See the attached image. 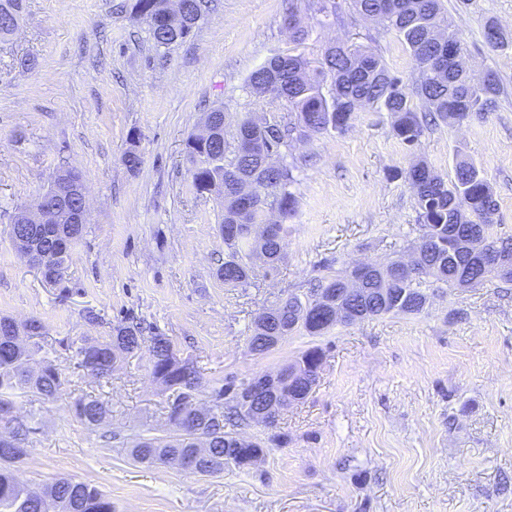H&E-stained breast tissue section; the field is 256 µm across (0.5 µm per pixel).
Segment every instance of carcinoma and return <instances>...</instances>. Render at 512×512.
Here are the masks:
<instances>
[{"label": "carcinoma", "mask_w": 512, "mask_h": 512, "mask_svg": "<svg viewBox=\"0 0 512 512\" xmlns=\"http://www.w3.org/2000/svg\"><path fill=\"white\" fill-rule=\"evenodd\" d=\"M353 6L361 16L382 22L409 52L418 69L413 87H408L377 53L363 45L326 48L321 66L316 69L310 68L300 54L277 55L252 71L248 82L263 84V93L287 102L294 120L282 123L266 119L259 123L246 116L237 124L243 142H226L221 151L194 134L185 142L188 173L196 191L216 193L224 199L219 234L226 235L227 229L236 225V230L224 240L229 252L224 265L217 270V276L226 285H247L254 270L248 226H267L266 265L273 269L282 258L288 222L298 211L299 199L292 191L297 183L294 167L282 162L267 164L270 149L281 153L295 133L311 137L331 131L345 132L358 102L375 112L394 113L395 134L409 147L419 142L426 125L454 123L474 113L490 112L496 106L501 89L494 73L488 72L476 82L464 65H448V43L430 44L429 36L435 29L443 30L452 42H460L457 31L444 16L442 0H353ZM207 8V0H181V10L174 14L169 12L168 0H133L131 6L135 16L141 18L147 13L159 21L158 26L150 28L158 47L187 38ZM23 11L24 0H0V39L14 33L6 22L20 20ZM303 13L313 18L328 15L327 0H286L283 25L297 41L307 35L301 26ZM327 83L330 88L326 90ZM416 98L428 108L421 117L417 115ZM393 177L405 179L415 191L422 221L423 234L412 248L411 272L397 273L395 261L382 266L370 264L361 275L353 269L338 271L318 290L340 305L372 318L389 314L395 307L405 314L420 313L419 307L428 299L422 289L426 279L456 288L470 281L481 284L489 277L512 283V237L502 238L493 232L497 204L489 181L476 164L457 162L454 180L449 183L422 160L404 171H395ZM454 224L475 227V240L484 243L481 263L471 261L469 251L460 248V235L452 229ZM83 233L84 229L73 224H44L35 228L26 254L43 263L41 273L47 282L63 281L72 258L73 249L60 248L63 238H73L76 245ZM357 277L363 279L366 291L357 295L343 293L346 284ZM30 324L39 333L25 337L19 346L9 335L10 318H0V433L12 435V447L18 449L19 459L26 456L25 441L34 416L16 422L5 418V414L16 409L18 400L30 393L53 402L66 384L64 373L51 358L56 349L45 344L44 325L37 319L30 320ZM335 325L336 321L314 313L300 297L291 294L279 315L260 313L255 317L248 348L261 355L277 346L268 341L270 336L280 341L294 335L322 336ZM143 341L139 326L118 325L108 338H85L80 345H68L66 349L72 352L75 368L109 378L123 360L140 350ZM151 341L154 364L150 376L172 396L166 412L175 431L163 437L135 438L129 449L133 462H160L181 470L198 468L203 472L215 464L222 472L228 465L246 466L245 459L263 456L264 449L270 446L288 445V434L280 432L254 439L247 447L238 448L233 456L224 454L226 448H237V434L225 430L226 425L256 421L255 415L240 407L239 393L231 390L234 382L215 390L212 416L205 421L198 417L192 400L205 386L197 364L180 357L167 337L156 335ZM324 357L323 350L316 346L283 366L279 388L270 393V398L276 399L278 394L293 389V382L288 380V372L293 368L304 364L307 372L312 373L322 366ZM72 413L93 429L105 421L109 409L97 398L80 397L75 400ZM194 431L209 437L208 456L198 462L189 460L195 447L191 440ZM48 491L54 496L49 508L9 468L0 467V512H112L111 498L89 483L62 477Z\"/></svg>", "instance_id": "cac0c4a2"}]
</instances>
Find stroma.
Returning <instances> with one entry per match:
<instances>
[{"mask_svg": "<svg viewBox=\"0 0 512 512\" xmlns=\"http://www.w3.org/2000/svg\"><path fill=\"white\" fill-rule=\"evenodd\" d=\"M124 2L26 0L18 30L0 40V317L38 319L48 343L74 345L141 322L144 336H167L197 362L207 406L227 381L277 371L309 347L325 359L309 396L278 419L286 447L200 476L128 455L135 435L164 422L167 395L149 376L148 348L100 381L57 351L67 379L58 401L19 404L36 430L11 465L17 477L34 489L61 476L97 485L114 512H512V283H429L420 314L291 336L263 355L247 348L257 314L288 294L309 297L358 262L408 256L420 236L415 194L391 173L416 160L446 180L457 161H474L497 202L495 233L512 235V45L494 50L483 38L490 18L512 34V0H444L467 68L499 79L494 111L426 127L412 148L391 113L370 109L346 132L292 142L284 159L298 167L300 204L283 257L244 288L216 275L228 252L224 207L196 192L184 155L205 112L223 106L230 136L244 116L287 115L285 102L247 86L278 54L314 63L331 43L361 44L408 84L415 63L349 0L306 19L300 45L282 24V0H210L189 38L161 48ZM132 145L142 158L135 171L122 162ZM63 163L82 174L89 207L84 238L53 285L16 252L10 225ZM86 395L108 405L102 429L70 411Z\"/></svg>", "mask_w": 512, "mask_h": 512, "instance_id": "35a3bbf8", "label": "stroma"}]
</instances>
